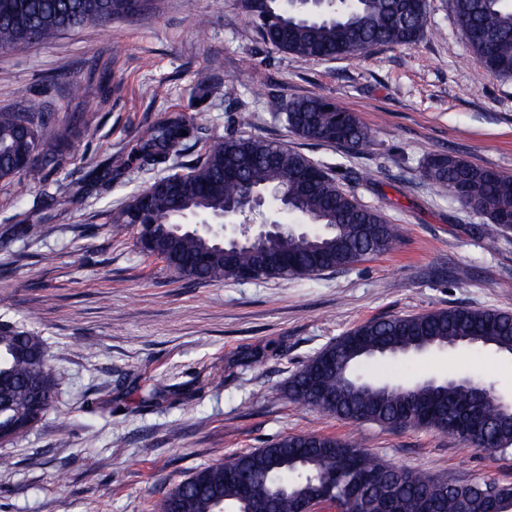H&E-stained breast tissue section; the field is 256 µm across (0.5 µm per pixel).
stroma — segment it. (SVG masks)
I'll return each instance as SVG.
<instances>
[{"instance_id": "obj_1", "label": "stroma", "mask_w": 512, "mask_h": 512, "mask_svg": "<svg viewBox=\"0 0 512 512\" xmlns=\"http://www.w3.org/2000/svg\"><path fill=\"white\" fill-rule=\"evenodd\" d=\"M415 45L312 61L263 43L241 0H143L109 27L62 33L23 55L0 51V109L42 99L68 126L69 160L45 182L0 181V322L42 336L59 383L53 410L0 446V512H151L194 471L289 433L354 436L401 467L512 484V448L425 429L353 424L290 403L303 365L360 323L442 308L512 313V231L493 238L423 174L434 154L512 175V79L468 50L451 0H427ZM208 20L204 32L194 21ZM211 81L201 86L197 72ZM78 81L79 95L57 81ZM320 96L356 114L370 145L350 153L298 138L271 99ZM200 113L190 164L214 142L260 136L326 167L403 237L389 253L312 277L205 282L144 255L106 211L157 176L128 143L175 113ZM121 169L88 186L96 167ZM39 225L26 234V225ZM382 378L475 375L512 397V354L457 346L372 362ZM167 398L142 403L154 386ZM68 439H61V430Z\"/></svg>"}]
</instances>
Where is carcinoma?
I'll return each mask as SVG.
<instances>
[{"mask_svg":"<svg viewBox=\"0 0 512 512\" xmlns=\"http://www.w3.org/2000/svg\"><path fill=\"white\" fill-rule=\"evenodd\" d=\"M394 16L397 0H254L249 15L262 40L273 48L309 59L359 56L376 46H410L429 27L426 0ZM136 0H0V50L22 54L35 44L53 42L66 30L108 26L139 10ZM452 11L468 49L490 73L512 78V0H452ZM285 114L289 130L304 140L332 143L356 151L371 142L359 117L329 100L309 96L270 100ZM202 117L176 113L149 126L132 142L130 161L141 168L168 169L170 158L200 129ZM56 113L30 100L0 110V181L23 177L41 182L67 162L63 134L48 135ZM188 135H182V131ZM425 177L461 205L487 216L484 234L495 237L511 224L512 176L449 155L432 157ZM288 198L284 213L314 230L274 234L253 246L222 248L210 237L176 230L145 237L148 225L180 224L195 215L220 222L224 207L241 206L257 189ZM119 232L138 228L142 252L165 263L179 277L221 283L255 267L265 279L313 276L353 265L394 248L401 227L346 193L334 177L305 154L261 137L226 138L210 145L185 172H169L138 192L130 204L108 217ZM512 353V314L480 309H438L412 316L364 322L325 347L284 388L291 402L337 418L389 427L455 433L450 414L461 415L480 448L485 437L512 445V410L478 380L467 384L422 378L387 388H353L357 367L382 357L395 360L456 345ZM58 390L44 341L15 323L0 324V436L26 437L31 422L52 409ZM252 478L254 497L269 512H295V503L312 494L343 512L352 492L370 490V512H512V486L493 480L454 482L395 466L347 437L319 433L284 434L264 448L233 455L195 471L172 487L152 512H252L255 503L240 497L236 476Z\"/></svg>","mask_w":512,"mask_h":512,"instance_id":"1","label":"carcinoma"}]
</instances>
